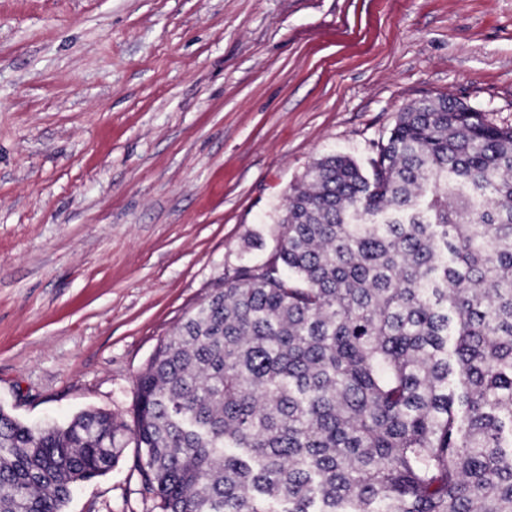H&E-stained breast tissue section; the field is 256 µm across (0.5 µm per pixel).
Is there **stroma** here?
<instances>
[{
	"mask_svg": "<svg viewBox=\"0 0 512 512\" xmlns=\"http://www.w3.org/2000/svg\"><path fill=\"white\" fill-rule=\"evenodd\" d=\"M424 97L512 125V0H0V407L122 427L65 512H160L137 377L314 160Z\"/></svg>",
	"mask_w": 512,
	"mask_h": 512,
	"instance_id": "obj_1",
	"label": "stroma"
}]
</instances>
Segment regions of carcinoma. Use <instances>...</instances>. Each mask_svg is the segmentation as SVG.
<instances>
[{
	"label": "carcinoma",
	"instance_id": "carcinoma-1",
	"mask_svg": "<svg viewBox=\"0 0 512 512\" xmlns=\"http://www.w3.org/2000/svg\"><path fill=\"white\" fill-rule=\"evenodd\" d=\"M119 435L0 407V512H63ZM132 435L161 512H512V127L424 98L369 167L314 162L138 376Z\"/></svg>",
	"mask_w": 512,
	"mask_h": 512
}]
</instances>
